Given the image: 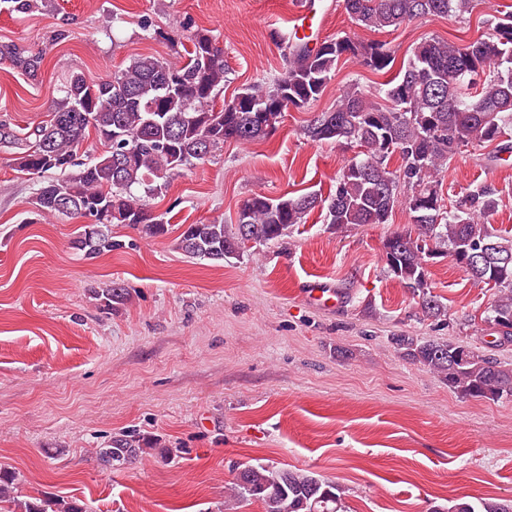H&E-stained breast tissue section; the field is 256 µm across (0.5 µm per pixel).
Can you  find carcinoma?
Masks as SVG:
<instances>
[{
    "label": "carcinoma",
    "mask_w": 512,
    "mask_h": 512,
    "mask_svg": "<svg viewBox=\"0 0 512 512\" xmlns=\"http://www.w3.org/2000/svg\"><path fill=\"white\" fill-rule=\"evenodd\" d=\"M8 12L25 17L37 0H3ZM476 0H343L353 24L370 31L397 28L425 17H463ZM276 39L288 52V69L271 83L255 81L221 107L226 64L212 31L188 30V59L171 63L139 55L129 65L97 83L71 73L61 85L50 119L31 136L19 138L2 129L4 141L20 144V170L39 177L57 174L40 185L32 204L43 216L88 218L74 240L86 259L117 246L112 225L130 224L150 236L167 231V222L146 208L145 199L162 193L182 169L207 160L228 141L254 142L269 137L280 123L278 103L298 109L324 93L344 56L381 72L394 57L386 44L348 34L327 37L311 48L288 33ZM0 63L29 80L38 77L43 54L15 43H0ZM383 95L386 103L377 101ZM380 94L349 85L336 105L309 120L304 134L312 141L360 147L336 177L328 195L317 192L245 200L235 226L189 224L178 239L188 257L224 261L242 258L243 240L281 239L306 222L316 209L326 211L335 228L387 224L394 208L408 209L414 230L394 231L384 241L393 260L388 270L419 298L424 316L447 315L428 289V265L449 256L473 279L497 290L484 323L512 342V239L496 233L490 217L498 208V190L486 183L468 188L455 210H448L438 175L454 155L469 147L512 149V12L504 14L488 36L464 43L428 39L418 43L407 63ZM103 152L88 163L75 161L76 150L90 134ZM398 157V168L389 161ZM100 306L111 309L129 300L120 283L93 291ZM397 350L412 363L440 375L466 398L512 397V367L451 341L400 334ZM157 448L135 432L113 437L96 450L101 464L130 466ZM19 475L0 469V512H87L83 501L63 497L15 496ZM344 490L305 469L249 464L237 469L229 501H259L264 512H342ZM432 512H512V500L460 502Z\"/></svg>",
    "instance_id": "carcinoma-1"
}]
</instances>
